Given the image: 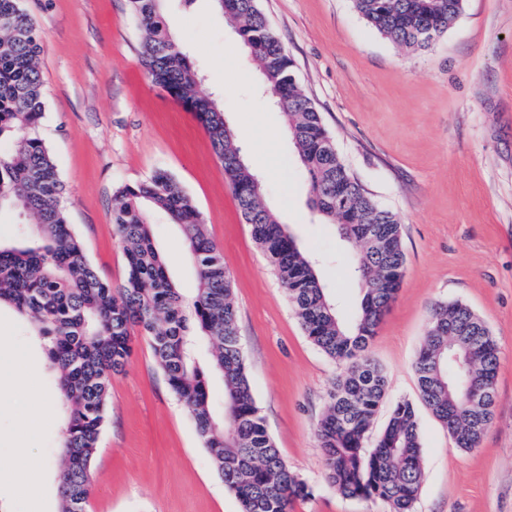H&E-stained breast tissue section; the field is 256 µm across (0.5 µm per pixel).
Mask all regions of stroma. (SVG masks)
Instances as JSON below:
<instances>
[{
    "label": "stroma",
    "mask_w": 512,
    "mask_h": 512,
    "mask_svg": "<svg viewBox=\"0 0 512 512\" xmlns=\"http://www.w3.org/2000/svg\"><path fill=\"white\" fill-rule=\"evenodd\" d=\"M40 38L45 114L38 134L66 186L69 222L100 276L120 286L123 251L112 223L122 186L173 175L197 206L230 274L253 394L289 467L311 487L293 512H387L384 503L336 494L325 479L316 428L340 372L304 335L268 255L254 241L224 167L194 112L155 85L141 58L128 0H23ZM351 173L402 227L404 278L367 354L387 393L372 431L397 400L413 403L423 481L414 512H512V0H466L456 23L425 51L396 46L352 0H259ZM167 21L203 73L201 94L221 106L266 199L317 269L339 311L361 293L347 275L352 245L309 206L284 118L259 91L258 67L211 0H168ZM250 79H242V72ZM152 235L183 294L197 286L177 225L154 213ZM468 305L499 355L495 419L479 448L455 447L422 402L413 362L439 303ZM125 370L112 379L93 461L88 512H241L171 391L147 336L134 332ZM36 366L27 385L56 400L45 350L26 319L0 309V383ZM65 410L38 414L19 393L0 396V512H59L56 471L44 493L20 494L13 473L24 448L54 461ZM36 425L20 429V421Z\"/></svg>",
    "instance_id": "35a3bbf8"
}]
</instances>
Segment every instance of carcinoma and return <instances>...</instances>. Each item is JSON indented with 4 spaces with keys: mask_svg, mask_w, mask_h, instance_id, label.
<instances>
[{
    "mask_svg": "<svg viewBox=\"0 0 512 512\" xmlns=\"http://www.w3.org/2000/svg\"><path fill=\"white\" fill-rule=\"evenodd\" d=\"M142 28L141 54L151 79L189 107L206 128L224 165L245 223L269 255L308 339L344 371L330 393L317 428L325 477L346 498L374 499L389 512H414L422 483L421 434L414 406L399 400L373 447H366L388 381L366 356L381 317L405 270L401 224L348 170L320 113L297 83L294 64L270 28L258 0H232L231 20L240 43L261 70L273 106L283 114L297 161L307 173L312 210L355 245L349 265L361 286L355 317L346 322L288 227L265 201V190L244 159L234 133L224 134V112L199 94L200 76L172 38L165 0H130ZM378 33L407 49L428 48L420 30L443 36L462 15L465 0H352ZM39 36L22 0H0V211L15 210L34 225L35 242L0 244V305L25 316L44 342L60 402L67 407L58 441L61 512H86L92 463L109 403L112 378L127 365L131 330L150 337L158 367L190 409L196 433L242 512H290L312 494L288 466L269 435L254 398L238 334L237 308L223 257L182 185L159 170L126 185L112 199V223L126 259L124 283L114 288L97 274L73 234L61 205L65 188L53 157L36 134L44 117ZM165 212L180 226L193 255L197 288L185 296L155 247L149 217ZM372 227L378 243L356 238L355 226ZM419 395L448 429L455 447L472 450L482 435L474 425L467 386L489 392L496 408L497 344L467 305H437L414 360ZM224 384V418L212 408L211 380Z\"/></svg>",
    "mask_w": 512,
    "mask_h": 512,
    "instance_id": "1",
    "label": "carcinoma"
}]
</instances>
